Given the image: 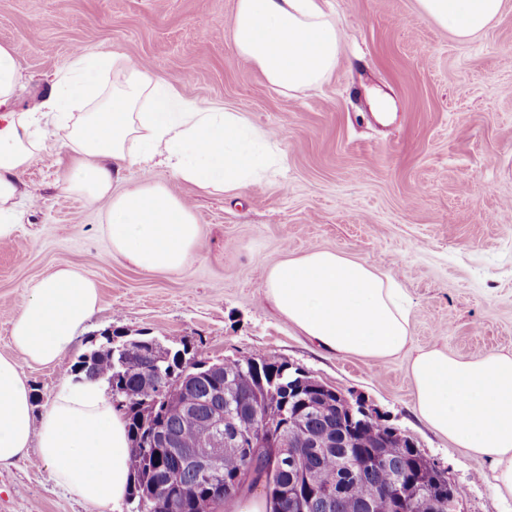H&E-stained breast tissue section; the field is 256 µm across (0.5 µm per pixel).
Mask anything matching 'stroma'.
I'll list each match as a JSON object with an SVG mask.
<instances>
[{"label": "stroma", "mask_w": 512, "mask_h": 512, "mask_svg": "<svg viewBox=\"0 0 512 512\" xmlns=\"http://www.w3.org/2000/svg\"><path fill=\"white\" fill-rule=\"evenodd\" d=\"M343 33L318 88L272 87L231 44L236 0H0V43L24 75L17 99L42 98L75 54L117 52L188 89L203 107L246 113L277 133L282 170L239 196L205 193L169 169L128 168L123 183L167 186L200 224L177 273L114 256L106 202L63 188L66 152L36 161L33 196L0 245V354L33 286L60 266L92 279L100 307L64 360L24 366L34 417L104 331L185 342L214 362L267 355L361 399L411 437L465 490L461 512H512L488 461L433 432L414 409L418 349L477 358L512 353V0L477 40L456 41L415 0H326ZM325 249L391 273L410 301V341L389 358L336 354L288 322L264 294L271 267ZM0 512H98L36 457L0 469Z\"/></svg>", "instance_id": "obj_1"}]
</instances>
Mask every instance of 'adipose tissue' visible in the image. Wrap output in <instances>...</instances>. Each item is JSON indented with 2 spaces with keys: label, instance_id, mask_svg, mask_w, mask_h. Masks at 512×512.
I'll list each match as a JSON object with an SVG mask.
<instances>
[{
  "label": "adipose tissue",
  "instance_id": "1",
  "mask_svg": "<svg viewBox=\"0 0 512 512\" xmlns=\"http://www.w3.org/2000/svg\"><path fill=\"white\" fill-rule=\"evenodd\" d=\"M419 12L457 40L477 39L504 0H416ZM231 42L268 83L291 93L319 86L337 67L342 35L321 0H237ZM24 77L0 44V242L22 220L24 172L51 156L45 133L64 131L73 158L63 185L108 200L113 254L146 271L176 273L200 235L194 211L165 185L115 190L129 166L162 164L205 192L236 195L281 167L277 135L245 113L203 108L126 55L80 54L58 72L38 105H16ZM265 294L305 336L338 354L384 358L410 341L407 294L394 277L320 249L273 266ZM99 306L94 281L72 267L40 280L13 320L12 355H0V468L36 450L56 483L100 512H114L130 482L123 416L105 386L63 379L40 423L31 417L23 365L58 363ZM415 411L433 431L488 460L498 497L512 502V353L465 358L433 347L410 366Z\"/></svg>",
  "mask_w": 512,
  "mask_h": 512
}]
</instances>
